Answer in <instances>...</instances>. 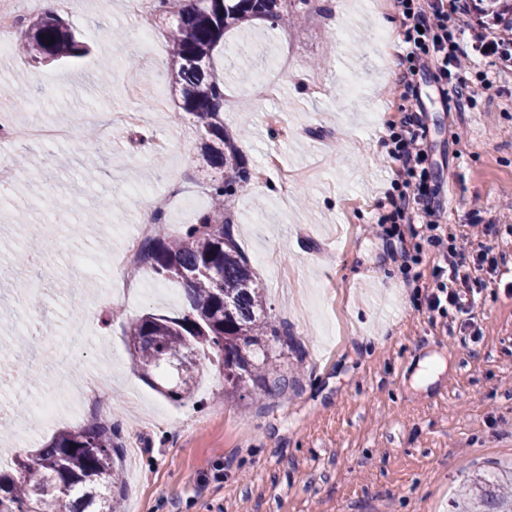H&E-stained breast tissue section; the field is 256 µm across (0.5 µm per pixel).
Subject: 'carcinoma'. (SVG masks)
Here are the masks:
<instances>
[{"label":"carcinoma","mask_w":512,"mask_h":512,"mask_svg":"<svg viewBox=\"0 0 512 512\" xmlns=\"http://www.w3.org/2000/svg\"><path fill=\"white\" fill-rule=\"evenodd\" d=\"M157 12L171 15L170 62L164 78L180 95L182 116L204 132L198 147L203 166L233 176L212 184V209L175 238L148 237L138 261L157 278L184 285L187 311L178 317L147 314L130 323L128 349L147 380L171 366L176 385L169 400L194 395L200 351L221 357L225 391L234 394L266 381L272 366L268 341L288 344V332L267 313L266 300L240 250L221 202L249 180L224 135V81L210 69L224 31L256 17L273 23L301 14L309 0H159ZM17 47L44 63L82 56L86 45L55 14L28 25ZM120 426L92 421L62 431L25 458L0 466V512H116L114 489L121 484ZM486 512H512V494L475 483Z\"/></svg>","instance_id":"cac0c4a2"}]
</instances>
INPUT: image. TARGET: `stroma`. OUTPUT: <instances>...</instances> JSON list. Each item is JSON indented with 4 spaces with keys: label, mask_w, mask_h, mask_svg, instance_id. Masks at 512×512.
<instances>
[{
    "label": "stroma",
    "mask_w": 512,
    "mask_h": 512,
    "mask_svg": "<svg viewBox=\"0 0 512 512\" xmlns=\"http://www.w3.org/2000/svg\"><path fill=\"white\" fill-rule=\"evenodd\" d=\"M57 13L90 53L49 64L0 56V114L21 127L76 116L97 127L134 111L142 124L114 126L104 142L76 132L42 147L0 141V160L28 159L0 189V336L26 339L22 351H0L24 366L0 386L10 426L0 462L21 455L18 439L38 448L91 418H119L129 450L120 512H453L472 476L511 471L512 295H478L479 341L449 333L450 318L430 316L407 283L432 285L433 247L416 237L406 270L382 240L396 167L382 137L401 116L393 88L410 51L392 0H313L297 24L251 20L216 48L224 129L250 172L224 207L292 346L272 345L284 391L225 395L223 372L206 358L194 399L182 403L142 378L125 329L146 314H182L183 290L113 293L124 270L112 259L145 213L163 208L176 235L209 210V197L187 208L171 196L170 175L204 187L218 174L202 167L200 133L157 79L169 40L153 13L135 14L129 0H60ZM228 52L239 58L232 70ZM262 62L280 68L269 95L255 89ZM417 83L442 223L458 235L477 218L512 225V82L462 111L429 76ZM269 155L289 180L263 168ZM109 197L121 213L99 211ZM34 235L45 255L16 266ZM98 371L111 385L84 395ZM62 388L56 419L34 418L29 403Z\"/></svg>",
    "instance_id": "1"
}]
</instances>
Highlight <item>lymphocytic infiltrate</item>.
Here are the masks:
<instances>
[{"label": "lymphocytic infiltrate", "instance_id": "f902f5d3", "mask_svg": "<svg viewBox=\"0 0 512 512\" xmlns=\"http://www.w3.org/2000/svg\"><path fill=\"white\" fill-rule=\"evenodd\" d=\"M403 9L404 38L425 56L423 66H408L400 73L396 89L407 105L398 124L389 126L382 139L389 156L398 168L385 199L390 211L385 222L418 225L421 235L434 248L437 260L432 277L435 283L424 302L428 312L454 310L461 328L472 338H479L481 327L475 314L476 296L489 281L512 268V253L480 246L471 262H464L456 235L440 222L435 206L438 185L433 177L427 131L410 100L417 97L416 75L419 69L430 72L440 90H451L456 107L472 104L474 92L460 75L472 64V54L495 60V77L485 80L492 88L494 80L512 78V22L491 29L482 24L466 25L470 0H398ZM467 26L470 52L459 50L453 30Z\"/></svg>", "mask_w": 512, "mask_h": 512}]
</instances>
